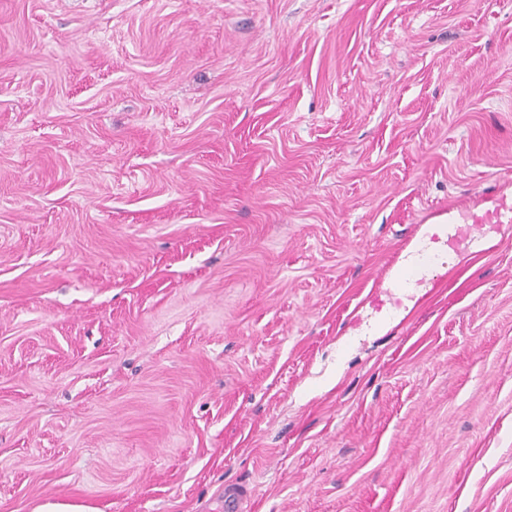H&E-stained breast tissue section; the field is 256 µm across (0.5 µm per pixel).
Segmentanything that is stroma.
Here are the masks:
<instances>
[{
	"mask_svg": "<svg viewBox=\"0 0 512 512\" xmlns=\"http://www.w3.org/2000/svg\"><path fill=\"white\" fill-rule=\"evenodd\" d=\"M512 0H0V512H512ZM462 218L461 224H484L494 222L496 224H505L512 222V195L507 191H501L498 205L492 212H485L478 215L471 209L460 210Z\"/></svg>",
	"mask_w": 512,
	"mask_h": 512,
	"instance_id": "1",
	"label": "stroma"
}]
</instances>
